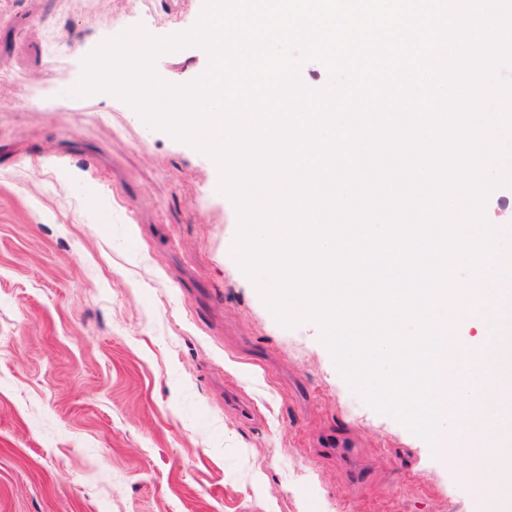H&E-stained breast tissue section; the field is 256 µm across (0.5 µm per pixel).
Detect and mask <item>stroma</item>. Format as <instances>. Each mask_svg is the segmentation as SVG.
<instances>
[{
  "instance_id": "obj_1",
  "label": "stroma",
  "mask_w": 512,
  "mask_h": 512,
  "mask_svg": "<svg viewBox=\"0 0 512 512\" xmlns=\"http://www.w3.org/2000/svg\"><path fill=\"white\" fill-rule=\"evenodd\" d=\"M139 3L112 21L75 0L63 22L58 0H0V512H473L315 323L272 315L207 155L123 99L61 95L113 34L197 21V0ZM207 66L191 45L155 71ZM327 432L352 454L323 452Z\"/></svg>"
}]
</instances>
